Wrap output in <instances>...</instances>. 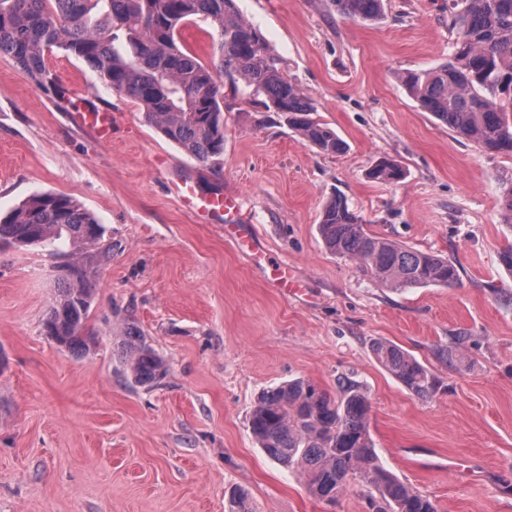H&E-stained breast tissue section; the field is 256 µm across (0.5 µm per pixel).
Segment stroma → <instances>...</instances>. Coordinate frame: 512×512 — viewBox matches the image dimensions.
Here are the masks:
<instances>
[{"instance_id":"1","label":"stroma","mask_w":512,"mask_h":512,"mask_svg":"<svg viewBox=\"0 0 512 512\" xmlns=\"http://www.w3.org/2000/svg\"><path fill=\"white\" fill-rule=\"evenodd\" d=\"M236 4L343 153H320L241 89L224 94V155L210 170L77 58L48 54L58 96L0 57V211L62 192L105 228L89 256L95 344L83 357L42 331L71 246L0 244V512H229L235 488L252 512H369L358 486L310 497L249 429L262 390L303 378L332 392L341 375L369 398L381 463L437 512H512V272L499 261L512 156L448 129L398 80L447 62L448 0H386L372 23L328 0ZM82 106L112 112L110 138L75 119ZM384 158L403 180L370 178ZM178 180L239 195L253 253L197 223ZM338 192L370 230L453 260L459 284L395 292L330 253L319 224ZM278 262L301 293L272 287ZM129 320L166 363L154 386L121 362ZM376 339L426 366L437 392H409L373 357Z\"/></svg>"}]
</instances>
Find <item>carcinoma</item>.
<instances>
[{
  "label": "carcinoma",
  "instance_id": "obj_1",
  "mask_svg": "<svg viewBox=\"0 0 512 512\" xmlns=\"http://www.w3.org/2000/svg\"><path fill=\"white\" fill-rule=\"evenodd\" d=\"M346 19L378 21L385 0H329ZM456 41L448 63L406 71L400 82L440 123L481 148L512 155V0H448ZM203 21L216 38L205 63L181 41V30ZM61 50L84 62L107 88L126 96L145 121L199 164L210 168L224 154L222 76L242 83L264 107L284 116L289 129L326 155L346 145L300 87L283 74L282 59L238 11L235 0H0V56L11 58L44 88L59 89L46 55ZM398 182L404 171L384 159L369 172ZM319 229L326 248L356 261L393 291L454 286L452 260L369 232L347 199L335 194L322 208ZM95 215L70 196L35 193L0 217V243L42 246L67 241L75 258L65 265L58 294L43 318V331L73 355L89 350L86 322L96 288L81 257L99 244ZM377 362L411 393L438 390L435 375L400 347L371 343ZM121 353L131 379L152 386L164 362L137 326L126 324ZM370 403L360 386L336 380V394L303 378L263 391L254 403L250 430L259 447L303 480L308 494L333 501L352 480L367 489L370 512H436L416 491L379 462L369 430Z\"/></svg>",
  "mask_w": 512,
  "mask_h": 512
}]
</instances>
